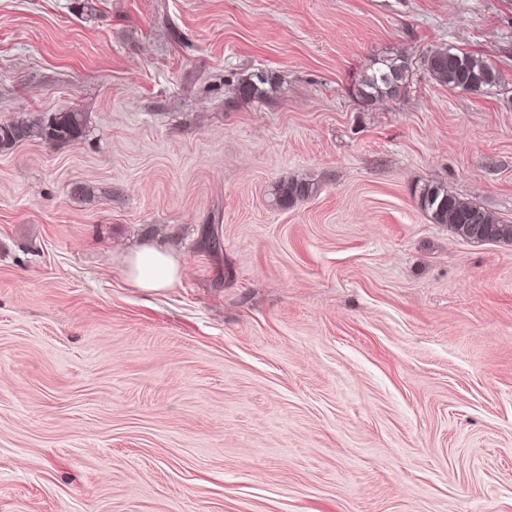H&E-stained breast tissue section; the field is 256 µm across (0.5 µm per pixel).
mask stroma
Here are the masks:
<instances>
[{"instance_id":"35a3bbf8","label":"stroma","mask_w":512,"mask_h":512,"mask_svg":"<svg viewBox=\"0 0 512 512\" xmlns=\"http://www.w3.org/2000/svg\"><path fill=\"white\" fill-rule=\"evenodd\" d=\"M61 111L0 153V512H512V243L414 194L512 224V0H0V123ZM431 77L451 90L482 93L498 85L499 72L485 60L455 47H440L423 56ZM409 72L408 58L400 55L374 62L355 80L353 95L365 105L397 97L406 87ZM86 126V116L81 112H55L37 122L21 119L0 123V151L8 152L17 144L31 139L54 145L72 143L83 136ZM314 183L306 179H292L277 185L275 200L282 207L293 206L297 201L307 199L315 193ZM418 204L436 224L472 242L512 243V224H502L480 206L465 201L439 184H424L417 190ZM129 279L145 291L171 288L179 279L176 260L164 249L143 245L126 259Z\"/></svg>"}]
</instances>
